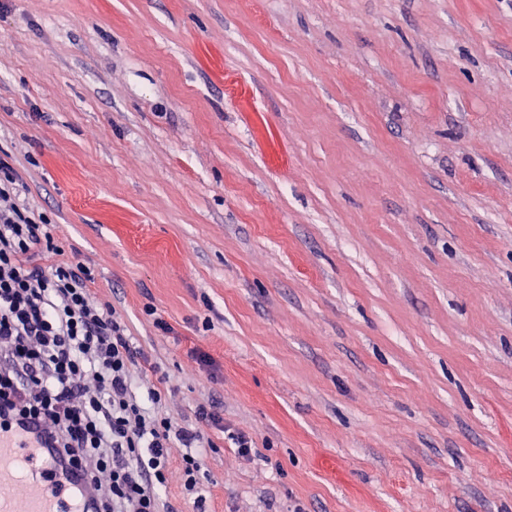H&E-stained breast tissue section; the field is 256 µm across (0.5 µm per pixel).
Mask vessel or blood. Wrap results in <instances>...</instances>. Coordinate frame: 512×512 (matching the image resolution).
I'll return each mask as SVG.
<instances>
[{
	"label": "vessel or blood",
	"mask_w": 512,
	"mask_h": 512,
	"mask_svg": "<svg viewBox=\"0 0 512 512\" xmlns=\"http://www.w3.org/2000/svg\"><path fill=\"white\" fill-rule=\"evenodd\" d=\"M50 471L25 437L0 432V512H93L91 500L55 485Z\"/></svg>",
	"instance_id": "1"
}]
</instances>
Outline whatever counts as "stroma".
I'll return each mask as SVG.
<instances>
[{
	"label": "stroma",
	"instance_id": "stroma-1",
	"mask_svg": "<svg viewBox=\"0 0 512 512\" xmlns=\"http://www.w3.org/2000/svg\"><path fill=\"white\" fill-rule=\"evenodd\" d=\"M0 159L208 512H512V0H0Z\"/></svg>",
	"mask_w": 512,
	"mask_h": 512
}]
</instances>
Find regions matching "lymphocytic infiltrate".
Listing matches in <instances>:
<instances>
[{
  "label": "lymphocytic infiltrate",
  "instance_id": "f902f5d3",
  "mask_svg": "<svg viewBox=\"0 0 512 512\" xmlns=\"http://www.w3.org/2000/svg\"><path fill=\"white\" fill-rule=\"evenodd\" d=\"M23 188L0 161V419L34 426L61 479L97 512H173L161 492L181 442L183 490L203 512L212 431L242 457L252 439L225 429L215 400L197 406L193 429L165 414L168 378L98 301L90 269L58 244L48 217L19 204Z\"/></svg>",
  "mask_w": 512,
  "mask_h": 512
}]
</instances>
